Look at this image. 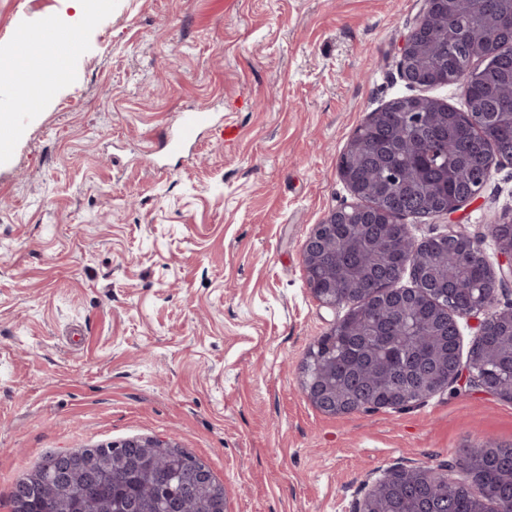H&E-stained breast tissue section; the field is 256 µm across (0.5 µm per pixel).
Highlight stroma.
<instances>
[{"label": "stroma", "instance_id": "stroma-1", "mask_svg": "<svg viewBox=\"0 0 512 512\" xmlns=\"http://www.w3.org/2000/svg\"><path fill=\"white\" fill-rule=\"evenodd\" d=\"M423 0H111L49 102L0 77V512L50 451L169 438L224 486L227 512H352L386 469H443L512 445V402L456 383L408 409L330 416L306 354L348 305L312 295L315 224L356 205L340 154L401 95L464 109L460 85L411 87L400 50ZM68 0H0V49ZM238 129L159 150L179 113ZM512 163L415 241L457 224L493 252Z\"/></svg>", "mask_w": 512, "mask_h": 512}]
</instances>
